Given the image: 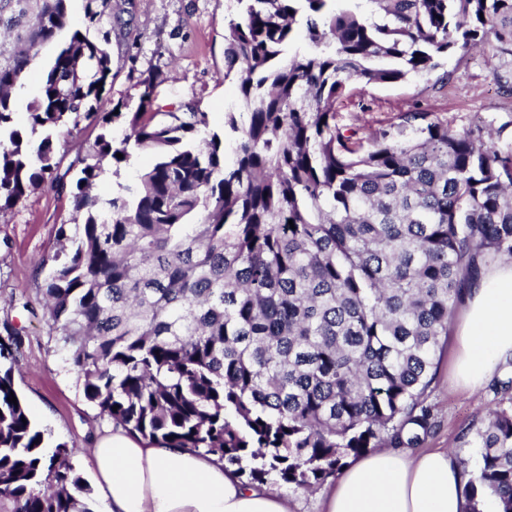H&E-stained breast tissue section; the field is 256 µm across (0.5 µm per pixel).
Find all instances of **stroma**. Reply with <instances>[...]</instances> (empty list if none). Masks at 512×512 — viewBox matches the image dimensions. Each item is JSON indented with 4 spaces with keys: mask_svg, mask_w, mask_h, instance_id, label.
I'll list each match as a JSON object with an SVG mask.
<instances>
[{
    "mask_svg": "<svg viewBox=\"0 0 512 512\" xmlns=\"http://www.w3.org/2000/svg\"><path fill=\"white\" fill-rule=\"evenodd\" d=\"M135 4L138 23L126 45L112 52L115 78L100 111H138L142 81L151 76L153 111L203 112L209 131H223L224 111L238 101L235 81L224 77V28L240 18L236 0H135ZM84 27L82 0H70L67 29L40 47L37 65L17 94L22 106L16 115L19 127L27 125L23 106L37 95L43 67L72 31ZM443 70L448 73L444 81L433 72L352 90L336 107L339 125L373 128L397 113L424 108L445 113L456 131L490 122L503 127L504 139L511 140L512 54L498 51L492 43L458 49L445 59ZM71 219L70 198L47 185L0 211V337L5 334L4 324L18 331L15 389L54 441L72 447L71 461L88 481L92 469L87 450L108 420L87 401L39 302L49 272L44 262L57 249L60 224ZM429 401L436 428L424 447L460 448L470 463H477V449L462 447L460 437L475 416L493 407V395L485 387L471 394L454 387L450 350L441 352Z\"/></svg>",
    "mask_w": 512,
    "mask_h": 512,
    "instance_id": "35a3bbf8",
    "label": "stroma"
}]
</instances>
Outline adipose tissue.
Instances as JSON below:
<instances>
[{"instance_id": "adipose-tissue-1", "label": "adipose tissue", "mask_w": 512, "mask_h": 512, "mask_svg": "<svg viewBox=\"0 0 512 512\" xmlns=\"http://www.w3.org/2000/svg\"><path fill=\"white\" fill-rule=\"evenodd\" d=\"M512 363V262L472 280L452 352L466 389ZM103 512H292L288 495L242 482L214 455L147 444L115 427L91 448ZM468 475L445 448H378L342 469L321 512H463Z\"/></svg>"}]
</instances>
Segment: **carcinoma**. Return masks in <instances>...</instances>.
I'll return each instance as SVG.
<instances>
[{"label": "carcinoma", "instance_id": "cac0c4a2", "mask_svg": "<svg viewBox=\"0 0 512 512\" xmlns=\"http://www.w3.org/2000/svg\"><path fill=\"white\" fill-rule=\"evenodd\" d=\"M70 0H0V211L49 184L59 227L42 294L50 328L100 414L150 444L214 454L247 484L308 492L376 448H415L456 307L481 266L512 260V141L463 134L440 112H400L364 135L336 122L351 85L438 70L457 48H512V0H236L224 133L204 112L98 111L130 0H83L76 31L16 126L13 92ZM303 32L308 49L292 48ZM101 127L65 173L53 135ZM122 128L121 134L114 126ZM233 136L227 158L226 136ZM153 160L109 199L105 166ZM122 157H117V154ZM293 224H288V221ZM0 342V512H93L67 444L14 386L18 332ZM464 432L479 449L465 512H512V377Z\"/></svg>", "mask_w": 512, "mask_h": 512}]
</instances>
